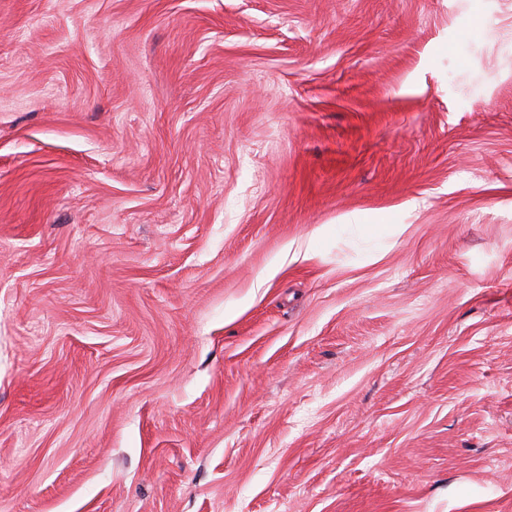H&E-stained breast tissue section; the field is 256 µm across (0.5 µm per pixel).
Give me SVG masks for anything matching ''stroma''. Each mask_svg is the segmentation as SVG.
<instances>
[{
	"instance_id": "stroma-1",
	"label": "stroma",
	"mask_w": 512,
	"mask_h": 512,
	"mask_svg": "<svg viewBox=\"0 0 512 512\" xmlns=\"http://www.w3.org/2000/svg\"><path fill=\"white\" fill-rule=\"evenodd\" d=\"M0 512H512V0H0Z\"/></svg>"
}]
</instances>
